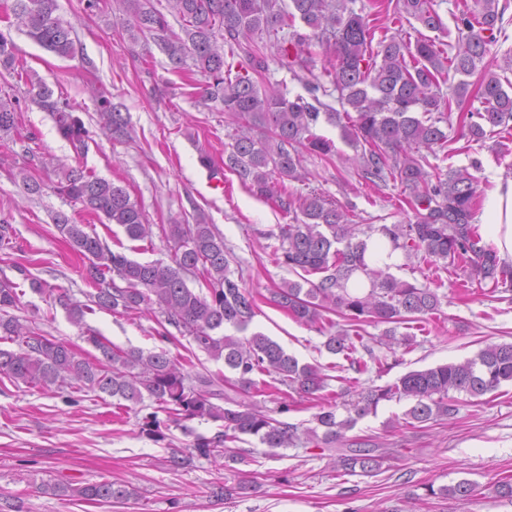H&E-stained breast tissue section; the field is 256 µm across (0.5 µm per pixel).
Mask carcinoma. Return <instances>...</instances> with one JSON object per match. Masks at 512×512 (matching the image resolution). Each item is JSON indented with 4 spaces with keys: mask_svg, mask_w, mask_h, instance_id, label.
<instances>
[{
    "mask_svg": "<svg viewBox=\"0 0 512 512\" xmlns=\"http://www.w3.org/2000/svg\"><path fill=\"white\" fill-rule=\"evenodd\" d=\"M356 0H166L165 10L152 0H113L122 31L135 43L148 36L167 55L178 72L199 74L201 97L219 103L234 126L233 143L224 148V167L235 174L255 197L283 204L288 180L301 181L303 151L323 155L331 143L314 132L320 116L343 125L344 138L356 150L354 162L365 180H393L407 192L414 220L407 224H382L378 228L353 223L342 206L317 193L298 200L292 223L278 225L279 248L273 261L301 272L299 280L284 281L269 290L270 302L298 322L319 325L322 332L336 326L329 315L342 318L348 328L329 334L326 349L343 355L355 371L367 364L355 358L369 351L366 324H388L380 345L389 352L410 344L413 337L395 335L393 325L425 323L439 311L438 289L399 280L366 262L367 240L377 231L406 258L418 257L442 269L460 270L470 281L499 283L512 279V267L500 262L474 223L477 181L466 170L448 169L445 177L431 182L421 153L438 147L445 152L452 140L443 125L452 106L461 105L470 92L482 107L459 116L461 137L480 142L488 135L509 130L512 93L501 78L481 67L495 32L502 30L506 6L500 0L460 3L455 30L446 28L433 0H396L399 16L413 18L424 28L442 33L447 40L420 34L415 39L399 34L374 40L388 0H369L355 9ZM57 0H13L5 16L7 31L0 30V65L12 73L25 70L15 55L10 29L24 32L44 49L62 58L74 54L72 26L56 15ZM181 22L173 30L168 17ZM272 44L276 52H266ZM313 44L328 48L330 67L315 73V63L304 50ZM243 54L240 72L232 73L224 51ZM288 69L307 96L289 97L274 87H260L257 78L269 70V62ZM453 73L461 79L451 92L443 93L441 78ZM478 75L475 82L468 81ZM29 93L53 113L60 135L77 154L88 147V131L68 98H52L53 92L38 79ZM100 126L114 136L125 133L126 119L104 92L95 90ZM336 99L348 110L339 112L323 98ZM19 100L0 97V132L17 129ZM55 179L44 182L19 171L23 186L37 192L47 187L110 224L121 226L132 241L152 238L142 205L114 182L78 168H55ZM55 227L71 248L87 260L86 279L94 285L88 302L66 293L57 302L76 324H85L94 308L117 315H133L151 306L164 322L236 374L234 386L244 397L257 392L276 396L287 387L313 400L323 401L314 416L315 428L278 420L271 410L250 401L228 396L226 378L208 372L190 373L165 350L122 348L96 331L86 329L85 341L100 352L90 361L68 344L21 322L10 313L20 304L17 284L0 280V341L15 343L16 350L0 348V376L15 385L55 386L89 390L140 404L148 398L157 410L143 417L142 432L157 440L165 438L158 412L174 422L193 419L223 422L224 430L211 437L198 436L193 448L203 458H224L241 463L235 448L243 435L259 437L268 448H290L301 440L324 444L335 452L336 467L346 473L369 475L380 469L385 455L373 454L346 438L358 420L376 412L382 401L395 397L413 400L405 413L410 426L448 418L457 404L450 394L483 396L504 382L512 383V342L493 344L475 358L460 363L410 371L392 385L364 388L337 418V405L325 400L323 391L333 376L315 364H301L270 337L256 332L249 337L226 333L244 332L259 312L255 296L232 278L231 252L212 224H169L159 231L174 243L171 262H139L115 252L96 234L73 224L58 213ZM199 273V288L188 286L185 275ZM366 276L369 288H348L351 277ZM263 376L262 380L255 376ZM269 380H264V377ZM323 432H318V428ZM38 490L56 496L95 503L130 499L133 491L112 481L75 485L69 481L32 480ZM433 496L470 500L477 485L462 480L448 486H428Z\"/></svg>",
    "mask_w": 512,
    "mask_h": 512,
    "instance_id": "carcinoma-1",
    "label": "carcinoma"
}]
</instances>
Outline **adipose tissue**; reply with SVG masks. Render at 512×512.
Instances as JSON below:
<instances>
[{"instance_id": "adipose-tissue-1", "label": "adipose tissue", "mask_w": 512, "mask_h": 512, "mask_svg": "<svg viewBox=\"0 0 512 512\" xmlns=\"http://www.w3.org/2000/svg\"><path fill=\"white\" fill-rule=\"evenodd\" d=\"M480 224L484 241L494 247L500 260L512 263V178H496Z\"/></svg>"}]
</instances>
